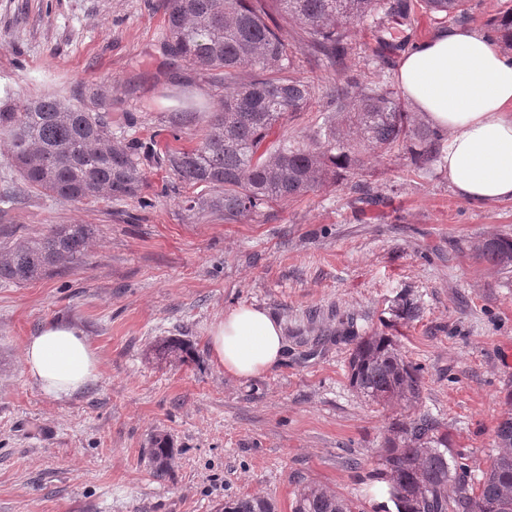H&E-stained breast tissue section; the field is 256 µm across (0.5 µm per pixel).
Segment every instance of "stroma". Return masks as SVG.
<instances>
[{"mask_svg":"<svg viewBox=\"0 0 512 512\" xmlns=\"http://www.w3.org/2000/svg\"><path fill=\"white\" fill-rule=\"evenodd\" d=\"M162 0H0V104L58 96L107 113L144 146L199 140L223 92L162 50ZM348 61L360 81L394 80L370 55L365 25ZM137 197L65 201L30 189L0 139V242L54 224H93L84 263L15 285L0 282V512H219L251 496L290 512L316 484L354 512H396L377 451L398 410L352 387L360 337H393L419 367L418 412L448 426V458L478 483L496 453L512 390V272L474 248L512 237V200L463 201L443 175L397 155L369 158L364 181L280 202L269 222L201 217L174 175L145 164ZM418 315L406 317L405 305ZM255 305L282 321L284 362L225 375L207 336L225 310ZM54 321L80 329L100 376L58 401L28 380L26 339ZM178 339L193 357H157ZM174 449L156 479L155 433Z\"/></svg>","mask_w":512,"mask_h":512,"instance_id":"1","label":"stroma"}]
</instances>
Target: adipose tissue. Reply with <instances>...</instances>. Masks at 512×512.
<instances>
[{
  "instance_id": "adipose-tissue-1",
  "label": "adipose tissue",
  "mask_w": 512,
  "mask_h": 512,
  "mask_svg": "<svg viewBox=\"0 0 512 512\" xmlns=\"http://www.w3.org/2000/svg\"><path fill=\"white\" fill-rule=\"evenodd\" d=\"M396 79L424 119L447 131L439 170L456 195L479 204L512 199V57L484 33L456 24L413 44ZM286 348L281 321L255 306L226 310L209 336L213 360L238 379L272 370ZM22 364L28 379L56 400L99 376L96 351L65 323L30 337Z\"/></svg>"
}]
</instances>
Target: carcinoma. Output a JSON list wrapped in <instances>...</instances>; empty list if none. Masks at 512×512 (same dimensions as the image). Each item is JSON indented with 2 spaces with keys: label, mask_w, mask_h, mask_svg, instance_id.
<instances>
[{
  "label": "carcinoma",
  "mask_w": 512,
  "mask_h": 512,
  "mask_svg": "<svg viewBox=\"0 0 512 512\" xmlns=\"http://www.w3.org/2000/svg\"><path fill=\"white\" fill-rule=\"evenodd\" d=\"M470 0H163L162 33L174 61L210 74L224 88V106L213 114L193 147L162 151L129 146L112 134V122L68 100L43 96L21 107L0 106V138L9 158L32 188L72 201L124 200L137 196L146 162L163 167L180 185L215 191L188 197L201 214L221 212L224 222L275 218L273 205L323 191L342 182L357 201L385 200L362 180L366 161L396 153L416 171L432 173L448 134L427 124L405 104L388 81L364 84L348 70L350 29L371 21V52L383 65L412 41L417 11L445 20L471 19ZM286 16L299 31L298 43L317 65L337 72L336 81L315 82L298 75L295 51L279 31ZM484 34L512 55V7L486 20ZM327 99L326 113L312 133L282 136L313 100ZM92 224H57L46 233L0 246V281L23 284L55 269L84 262ZM477 256L501 270L512 268V238H490ZM187 350L174 340L154 348L158 357ZM350 383L384 404L411 408L421 393L419 369L405 361L390 336L376 334L356 345ZM496 453L478 487L457 476L448 463V430L427 414L414 412L390 423L379 460L386 477L400 480L397 512H512V414L496 429ZM173 448L163 433L151 439L153 475L170 471ZM453 495H448V489ZM222 512H275L272 502L242 497ZM291 512H350L340 497L317 485L297 491Z\"/></svg>",
  "instance_id": "carcinoma-1"
}]
</instances>
